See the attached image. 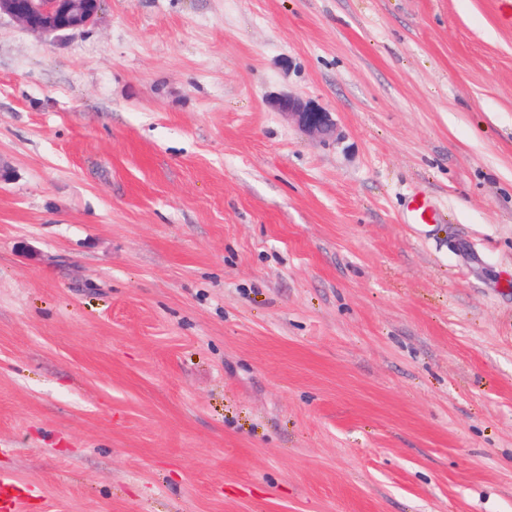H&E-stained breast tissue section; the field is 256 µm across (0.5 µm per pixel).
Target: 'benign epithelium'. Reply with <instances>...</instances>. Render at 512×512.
<instances>
[{
	"label": "benign epithelium",
	"instance_id": "benign-epithelium-1",
	"mask_svg": "<svg viewBox=\"0 0 512 512\" xmlns=\"http://www.w3.org/2000/svg\"><path fill=\"white\" fill-rule=\"evenodd\" d=\"M28 14L16 13L13 0H0V13L22 21L29 29L42 33L79 30L96 18L101 0H28ZM275 109L293 119L303 130L322 138H332L336 124L331 113L312 101L290 96L273 101Z\"/></svg>",
	"mask_w": 512,
	"mask_h": 512
}]
</instances>
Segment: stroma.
Listing matches in <instances>:
<instances>
[{"instance_id": "stroma-1", "label": "stroma", "mask_w": 512, "mask_h": 512, "mask_svg": "<svg viewBox=\"0 0 512 512\" xmlns=\"http://www.w3.org/2000/svg\"><path fill=\"white\" fill-rule=\"evenodd\" d=\"M1 474L22 512H512V0L0 14ZM14 0H0V13L22 21L29 29L42 33L79 30L96 18L101 0H27L26 15L16 13ZM22 17V18H21ZM278 112L293 119L303 130L322 138H332L336 133V124L331 113L312 101H305L290 96L273 101Z\"/></svg>"}]
</instances>
